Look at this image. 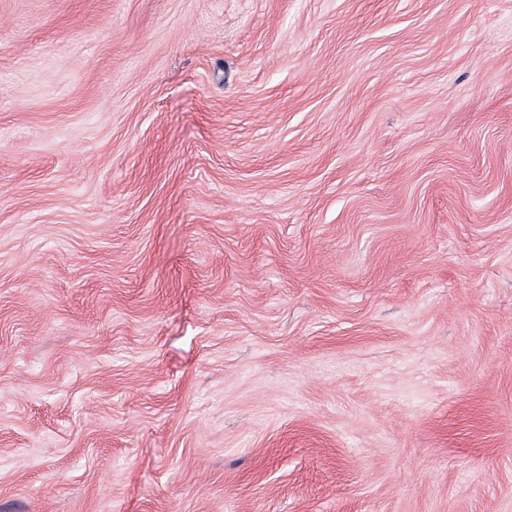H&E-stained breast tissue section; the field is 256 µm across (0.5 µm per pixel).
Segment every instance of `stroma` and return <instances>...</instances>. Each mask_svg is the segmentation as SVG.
Wrapping results in <instances>:
<instances>
[{
	"label": "stroma",
	"instance_id": "1",
	"mask_svg": "<svg viewBox=\"0 0 512 512\" xmlns=\"http://www.w3.org/2000/svg\"><path fill=\"white\" fill-rule=\"evenodd\" d=\"M0 512H512V0H0Z\"/></svg>",
	"mask_w": 512,
	"mask_h": 512
}]
</instances>
